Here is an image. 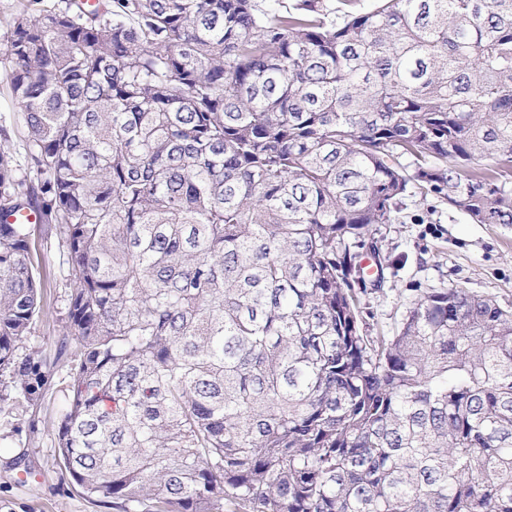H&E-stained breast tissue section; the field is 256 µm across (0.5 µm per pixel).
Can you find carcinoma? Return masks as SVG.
Here are the masks:
<instances>
[{"mask_svg": "<svg viewBox=\"0 0 512 512\" xmlns=\"http://www.w3.org/2000/svg\"><path fill=\"white\" fill-rule=\"evenodd\" d=\"M0 377L69 393L113 512H512V306L428 288L363 327L410 190L512 225V0H23L3 33ZM67 253L53 359L22 356ZM75 350H70V342ZM19 115L18 108L11 99L6 87L0 83V116H2L3 119L6 118L7 126L9 127L11 136L10 144L12 145L15 153L17 163L20 165L19 176H22L29 181L34 180V177L33 174L31 173L30 175L29 171L26 169L27 166L24 151L25 142L23 140L20 127H17V118ZM22 215L26 224H31V257L42 281V313L32 325L26 349H22L20 353L24 356L33 349L41 351L43 355H53L56 341L64 332V317L67 311L69 288L66 282V254L59 245L54 230L47 239L44 225L37 224L36 214L24 212Z\"/></svg>", "mask_w": 512, "mask_h": 512, "instance_id": "cac0c4a2", "label": "carcinoma"}]
</instances>
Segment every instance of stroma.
<instances>
[{
    "label": "stroma",
    "instance_id": "35a3bbf8",
    "mask_svg": "<svg viewBox=\"0 0 512 512\" xmlns=\"http://www.w3.org/2000/svg\"><path fill=\"white\" fill-rule=\"evenodd\" d=\"M30 230L42 312L26 347L48 355L64 332L66 255L43 225ZM377 239L390 266L383 290L365 297L371 327L394 326L428 288L460 286L512 306V226L473 224L450 212L445 202L416 195L396 223L382 225ZM68 384L66 372L56 371L40 408L16 393L0 409V512H106L62 476L55 428Z\"/></svg>",
    "mask_w": 512,
    "mask_h": 512
}]
</instances>
